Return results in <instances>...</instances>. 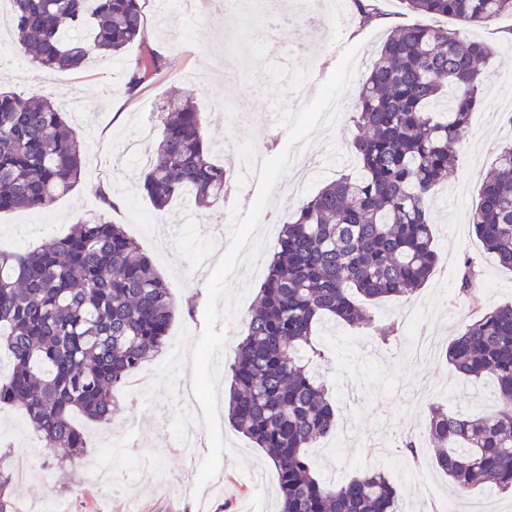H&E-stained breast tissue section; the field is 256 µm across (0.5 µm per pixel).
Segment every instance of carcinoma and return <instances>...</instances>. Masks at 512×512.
I'll list each match as a JSON object with an SVG mask.
<instances>
[{
    "label": "carcinoma",
    "instance_id": "1",
    "mask_svg": "<svg viewBox=\"0 0 512 512\" xmlns=\"http://www.w3.org/2000/svg\"><path fill=\"white\" fill-rule=\"evenodd\" d=\"M23 53L50 71L74 70L98 52L145 41L140 0H10ZM360 24L381 17L377 0H354ZM414 16L488 24L512 0H401ZM483 42L419 22L392 31L357 92L352 147L358 170L298 202L231 364L228 419L278 476L279 512H399L380 470L336 484L314 474L306 449L336 430V411L314 366L317 325L369 323L365 303L408 297L435 269L429 203L452 171L455 146L482 107ZM164 67L151 53L127 70L136 91ZM141 186L153 208L176 200L220 203L232 163L206 144L190 97L170 95ZM84 144L45 97L0 90V211L44 210L82 175ZM486 252L512 270V142L498 148L472 214ZM482 270L467 255L457 298L482 307ZM178 304L150 257L104 215L23 253L0 250V343L12 374L0 404L20 407L62 460L83 456L75 416L112 418L128 379L164 347ZM445 358L472 379L490 378L497 408L471 416L430 409L435 465L454 486L512 490V302L483 312L448 344Z\"/></svg>",
    "mask_w": 512,
    "mask_h": 512
}]
</instances>
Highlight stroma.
I'll return each instance as SVG.
<instances>
[{"mask_svg":"<svg viewBox=\"0 0 512 512\" xmlns=\"http://www.w3.org/2000/svg\"><path fill=\"white\" fill-rule=\"evenodd\" d=\"M145 42L130 44L120 56L92 55L79 71L46 72L23 55L14 43L8 0H0V37L10 44L0 55V88L21 97L44 94L76 106L72 126L85 143L84 175L67 195L42 211L0 212V247L22 252L41 242L68 234L75 224L100 210V186L111 188L119 203L108 217L123 225L154 261L176 298L206 295V282L195 275L201 258L217 264L226 251L206 239L203 226L229 228L233 214H246L256 196L248 194L237 211L224 204L198 209L188 215V203L174 204L168 215L153 209L140 190L159 128L155 114L172 91L192 94L200 112L204 134L212 141L216 157H223L225 141L238 146L264 142L263 131L243 122H229L232 113L248 114L257 108L269 112H297L311 102L319 85L334 71L347 49H355V76L339 99L335 123L321 122L314 138L331 145L333 152L318 160L308 194L357 166L350 143L353 103L382 41L397 26L411 23L401 0H381L382 19L360 25L353 0H343L340 10L326 19L327 36L310 29L303 16H295L298 41L270 50L263 25L253 23L252 10L242 11L238 26L225 28L218 11L203 0H170L159 11L156 0H141ZM430 25L459 33L463 39L489 45L493 54L486 63L484 110L473 115L470 131L459 151L455 171L441 185L429 205L436 233L437 264L417 296L434 311L438 348L479 316L478 310L451 303L464 254L482 258L484 281L494 288L483 299L492 307L512 300V271L485 256L471 224L479 201L482 176L492 166L496 149L506 138L503 120L512 116V15L473 26L451 17H433ZM161 55L164 68L136 95L125 91L128 64L148 53ZM248 63L244 79L228 84L224 79L225 53ZM111 95H104V88ZM229 291L238 298L233 322H217L226 337L219 360L218 393L228 391L227 370L245 320L260 286L252 280L240 286L230 277ZM402 299L388 298L371 305V326L363 335L369 348L355 342V333L341 322L324 321L317 342L326 355L324 378L340 421L364 443L387 439L396 429L414 432L420 446L416 455L398 448L385 474L401 493V512H418L430 502L453 501L455 512H512V495L476 487L455 494L447 477L433 463V449L426 433L430 407L440 406L466 414H482L494 407L491 380L478 381L457 374L445 358L424 371L401 360L399 350L383 345L381 331L400 323ZM205 329V314L178 313L164 349L139 370L145 389L142 398L125 399L117 407L110 427L85 422L87 450L72 462L59 460L26 423L15 406H0V512H39L43 502H56L60 512H239L251 503L255 512H277V474L265 453L255 448L231 426H224L226 448L214 481L200 495L174 490L178 481H196L201 461L211 449L203 441L192 453L175 447L173 436L186 418L201 420L199 405L185 406L176 394L192 383L190 354ZM333 438L323 439L307 455L319 475L335 473L344 482L370 468V460L357 465L345 462L344 452H333ZM422 471L429 494H418L405 477L408 469Z\"/></svg>","mask_w":512,"mask_h":512,"instance_id":"stroma-1","label":"stroma"}]
</instances>
